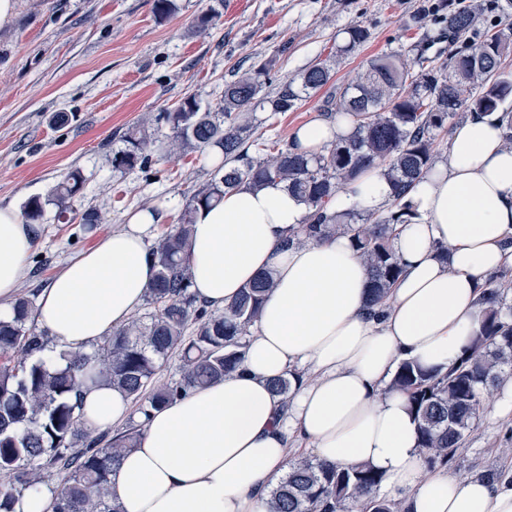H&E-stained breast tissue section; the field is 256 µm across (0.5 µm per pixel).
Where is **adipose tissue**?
Listing matches in <instances>:
<instances>
[{
	"label": "adipose tissue",
	"instance_id": "adipose-tissue-1",
	"mask_svg": "<svg viewBox=\"0 0 512 512\" xmlns=\"http://www.w3.org/2000/svg\"><path fill=\"white\" fill-rule=\"evenodd\" d=\"M497 115H471L448 136L403 202L393 249L401 274L381 305L349 237L294 240L309 209L283 184L242 186L200 210L188 261L198 304L221 311L259 273L263 302L239 370L149 415L112 387L86 386L77 413L104 431L137 419L140 434L110 475L122 512H266L293 453L366 464L404 512H512V476L498 481L426 470L407 396L391 386L402 362L455 368L484 318L487 279L512 272V150ZM352 117L297 125L293 147L315 154L348 136ZM392 188L364 171L333 211H387ZM166 215L149 207L65 263L42 288L36 320L55 350L89 352L123 327L154 279L150 244ZM35 233L0 206V316L28 272ZM290 379V399L273 380Z\"/></svg>",
	"mask_w": 512,
	"mask_h": 512
}]
</instances>
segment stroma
I'll use <instances>...</instances> for the list:
<instances>
[{
    "label": "stroma",
    "instance_id": "obj_1",
    "mask_svg": "<svg viewBox=\"0 0 512 512\" xmlns=\"http://www.w3.org/2000/svg\"><path fill=\"white\" fill-rule=\"evenodd\" d=\"M422 0H224L206 31L196 19L215 0H175L161 18L152 0H16L11 23L0 28V205L22 207L46 194L69 171L85 184L77 212L100 221L39 225L20 293L38 294L50 277L99 236L121 229L130 213L161 207L166 225L215 170L212 159L168 155L146 169L114 172L109 159L137 120L173 110L193 95L219 107L224 86L238 74L272 62L267 91L292 81L311 60L328 61L331 87H342L369 60L410 54L433 18L416 20ZM363 24L368 42L337 55L346 29ZM328 89L298 101L287 113L253 112L257 136L285 148L293 127L325 116ZM65 123H54L56 113ZM512 413L487 400L450 468L477 475L491 467L512 471Z\"/></svg>",
    "mask_w": 512,
    "mask_h": 512
}]
</instances>
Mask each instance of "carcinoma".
Masks as SVG:
<instances>
[{
  "mask_svg": "<svg viewBox=\"0 0 512 512\" xmlns=\"http://www.w3.org/2000/svg\"><path fill=\"white\" fill-rule=\"evenodd\" d=\"M506 23L472 36L477 6H451L437 0L418 6L440 13L448 30V57L440 64L425 55L420 38L415 59L384 55L370 60L350 84L328 96L327 104L358 119L352 135L307 157L254 138L245 111L260 106L288 112L305 96L325 88L332 79L326 61L318 59L298 75V87L287 83L273 94L264 91L263 65L224 86L218 110L188 96L171 112L155 117L169 125L172 141L199 155L219 148L224 165L198 188L182 208L174 229L152 247L155 276L146 298L153 308L148 318L133 317L104 337L94 354L62 351L55 360L32 359L45 340L28 327L33 299L20 296L11 315L0 318V512H15L20 494L46 487L57 494L55 512H120L112 495L110 473L121 456L135 447L138 426L113 436L95 435L76 414L75 398L89 381L109 384L142 407L161 408L193 388L205 386L236 370L242 360L244 336L259 317L265 296L275 287L273 274H260L222 312L209 311L190 293L192 274L186 259L197 210L224 198L241 184L281 182L309 207L300 233L321 240L329 234L348 236L363 257L379 303L400 275L390 240L402 217L401 198L430 168L434 144L448 121L472 112H503L512 98V72L505 61L512 54V0H495ZM370 30L346 29L339 53L366 43ZM418 70H413V67ZM112 153V170L145 168L161 150L148 123H137L121 137ZM263 148L256 160L251 148ZM382 168L392 185L395 210L383 216L350 210L336 213L330 204L350 188L364 170ZM84 177L74 169L44 195L29 197L22 211L28 223L42 224L47 209L62 224L81 219L97 223V214L77 215L71 200L82 190ZM512 281L488 283L487 309L480 331L460 364L439 377L406 362L393 387L406 392L417 422L420 448L427 469L446 467L465 435L475 426L480 408L500 379V368L512 365V321L502 314V301ZM180 356L179 379L158 383L161 361ZM62 474L60 488L50 487L48 469ZM381 476L366 466H336L298 458L273 492L270 512H347L361 500L374 512H402L400 503L378 494Z\"/></svg>",
  "mask_w": 512,
  "mask_h": 512,
  "instance_id": "obj_1",
  "label": "carcinoma"
}]
</instances>
